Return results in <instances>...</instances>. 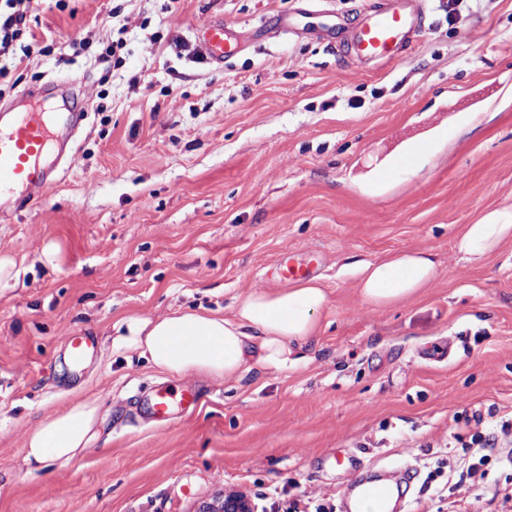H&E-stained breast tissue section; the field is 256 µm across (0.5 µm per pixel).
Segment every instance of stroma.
<instances>
[{
  "instance_id": "obj_1",
  "label": "stroma",
  "mask_w": 512,
  "mask_h": 512,
  "mask_svg": "<svg viewBox=\"0 0 512 512\" xmlns=\"http://www.w3.org/2000/svg\"><path fill=\"white\" fill-rule=\"evenodd\" d=\"M373 0H42L47 45L0 57V103L68 113L64 153L30 204L0 202V512H197L242 487L256 512L340 505L355 476L400 474L402 512H512V468L460 481L471 437L512 424V246L480 266L454 252L464 224L512 206V0H429L404 58L373 69L318 30L276 15L330 10L356 21ZM249 33L215 66L194 27ZM122 47L108 63L99 56ZM435 128L391 189L369 188L372 157ZM424 248L441 275L419 301L375 309L353 265ZM318 254L329 304L296 367L223 382L189 375L195 411L140 417L166 376L112 349L124 316L230 311L252 288H285L277 260ZM98 336L84 373L73 333ZM80 389L101 406L79 460L31 472L24 443ZM355 469H348L347 458Z\"/></svg>"
}]
</instances>
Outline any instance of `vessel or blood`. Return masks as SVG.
I'll return each instance as SVG.
<instances>
[{
	"instance_id": "b4317fda",
	"label": "vessel or blood",
	"mask_w": 512,
	"mask_h": 512,
	"mask_svg": "<svg viewBox=\"0 0 512 512\" xmlns=\"http://www.w3.org/2000/svg\"><path fill=\"white\" fill-rule=\"evenodd\" d=\"M426 0H377L364 13L353 31L340 24H324L327 33L341 35L346 54L366 66L390 63L403 58L420 33ZM207 59L216 65L245 49L247 36L235 26L214 19L202 23L197 34ZM58 131L56 117L44 109L33 107L9 119L6 130H0V197L22 192L35 198L47 185L42 166L45 153ZM69 362L75 372H82L97 349L93 339L71 336ZM198 398L185 390L166 387L155 390L146 400L148 414L157 421L169 417L175 406L196 405ZM395 494L394 487L383 479L363 481L353 502L355 512L364 503H372L375 512H387Z\"/></svg>"
}]
</instances>
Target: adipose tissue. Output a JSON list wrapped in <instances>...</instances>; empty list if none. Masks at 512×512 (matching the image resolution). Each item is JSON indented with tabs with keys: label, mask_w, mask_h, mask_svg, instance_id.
Here are the masks:
<instances>
[{
	"label": "adipose tissue",
	"mask_w": 512,
	"mask_h": 512,
	"mask_svg": "<svg viewBox=\"0 0 512 512\" xmlns=\"http://www.w3.org/2000/svg\"><path fill=\"white\" fill-rule=\"evenodd\" d=\"M510 244L512 211L463 225L454 239L456 252L473 264ZM354 273L362 301L387 309L422 296L440 270L431 252L406 249L357 262ZM328 303V292L315 277L285 288H255L224 314L180 309L158 317H125L112 347L138 352L155 371L177 380L201 375L221 382L256 366L285 371L296 363V344L318 335ZM99 414L96 400L78 394L64 409L45 414L26 437L23 460L29 471L83 456L98 435Z\"/></svg>",
	"instance_id": "obj_1"
}]
</instances>
